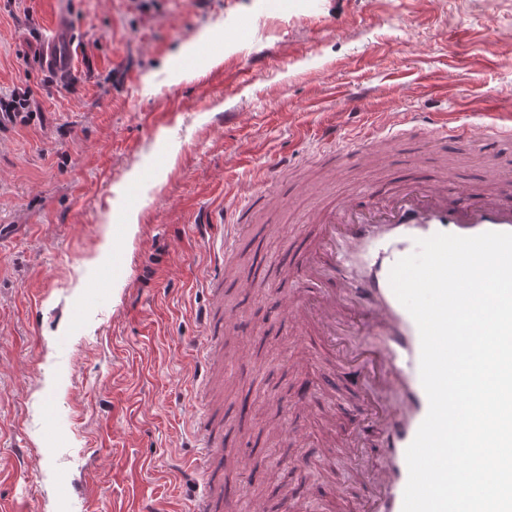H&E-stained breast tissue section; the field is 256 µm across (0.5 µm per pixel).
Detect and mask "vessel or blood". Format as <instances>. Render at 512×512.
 <instances>
[{"label": "vessel or blood", "mask_w": 512, "mask_h": 512, "mask_svg": "<svg viewBox=\"0 0 512 512\" xmlns=\"http://www.w3.org/2000/svg\"><path fill=\"white\" fill-rule=\"evenodd\" d=\"M67 17H59L53 34L44 41L41 61L59 79H67L75 65L74 42ZM402 140L426 133L440 142L462 146L481 141L492 148L512 138L511 125H487L480 134L465 126L435 119L423 112L400 113ZM330 159L364 157L374 145L360 133L338 135L335 127L321 133ZM265 192L253 194L238 208L234 223L224 227L221 257L207 281L212 308L203 315V342L197 343L195 400L206 406L213 379L215 349L231 329L245 320L242 307L223 306L231 275V258ZM318 231L312 245L294 242L287 264L274 265L262 279L251 282L255 296L287 299L289 321L313 328L345 364L343 380L356 395L345 413L354 428L348 454L362 472L363 496L359 512H403L408 481L406 450L426 417L429 401L419 372L421 342L418 327L396 298L389 281L397 261L411 255L417 240L437 233L475 236L489 231L512 232V178L497 188L472 186L449 191L447 175L407 176L390 185L374 184L334 209L316 214ZM379 328L382 342L371 347L365 339ZM335 418L311 388L279 402L278 427L289 431V406ZM203 453L195 467L197 494L190 512H237L239 495L219 482L222 471L223 430L206 417L199 428Z\"/></svg>", "instance_id": "obj_1"}]
</instances>
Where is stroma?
<instances>
[{
  "label": "stroma",
  "mask_w": 512,
  "mask_h": 512,
  "mask_svg": "<svg viewBox=\"0 0 512 512\" xmlns=\"http://www.w3.org/2000/svg\"><path fill=\"white\" fill-rule=\"evenodd\" d=\"M78 28L73 75L43 71L39 50L60 14ZM218 38L183 52L202 28ZM358 92L355 112L341 108ZM29 105L0 120V498L19 512H187L181 471L193 446L202 282L210 241L195 226L272 186L233 263L254 275L289 248L316 208L385 177L403 151L400 112H437L481 129L512 124V0H0V96ZM383 136L364 161L315 154L323 127ZM287 157L288 169L277 168ZM437 170L512 177V140L494 153L426 150ZM225 334L210 389L226 430L265 434L255 480L241 451L224 477L245 501L328 512L358 485L330 454L342 429L298 414L281 434L277 398L307 371L337 406L353 397L319 343L269 301ZM313 456L304 470L283 459Z\"/></svg>",
  "instance_id": "obj_1"
}]
</instances>
